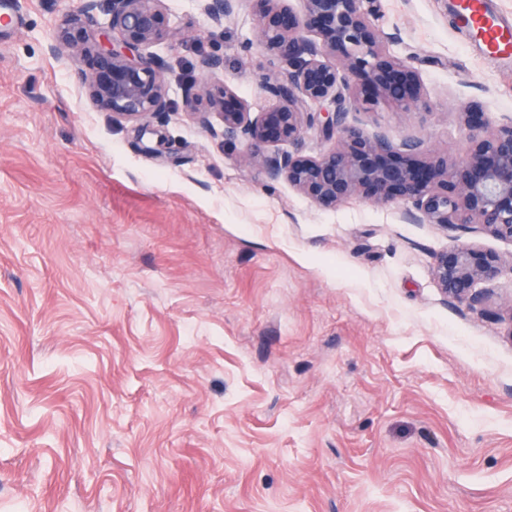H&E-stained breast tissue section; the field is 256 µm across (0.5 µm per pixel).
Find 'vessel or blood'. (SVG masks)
Segmentation results:
<instances>
[{"instance_id":"b4317fda","label":"vessel or blood","mask_w":512,"mask_h":512,"mask_svg":"<svg viewBox=\"0 0 512 512\" xmlns=\"http://www.w3.org/2000/svg\"><path fill=\"white\" fill-rule=\"evenodd\" d=\"M460 22L477 35L486 56L512 64V19L501 16L491 0H460Z\"/></svg>"}]
</instances>
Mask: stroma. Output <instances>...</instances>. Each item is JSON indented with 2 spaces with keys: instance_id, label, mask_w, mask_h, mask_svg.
Returning <instances> with one entry per match:
<instances>
[{
  "instance_id": "1",
  "label": "stroma",
  "mask_w": 512,
  "mask_h": 512,
  "mask_svg": "<svg viewBox=\"0 0 512 512\" xmlns=\"http://www.w3.org/2000/svg\"><path fill=\"white\" fill-rule=\"evenodd\" d=\"M0 24V512H512V273L481 306L436 287V254L475 226L409 222L360 198L327 208L240 158L190 89L277 101L253 0L222 23L163 0L147 51L170 113L117 122L90 60L48 51L107 7L6 0ZM420 73L409 109L347 121L455 159L475 124H512V71L476 52L449 0H372ZM216 55L215 72L201 67Z\"/></svg>"
}]
</instances>
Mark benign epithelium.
Wrapping results in <instances>:
<instances>
[{
	"instance_id": "7a95c632",
	"label": "benign epithelium",
	"mask_w": 512,
	"mask_h": 512,
	"mask_svg": "<svg viewBox=\"0 0 512 512\" xmlns=\"http://www.w3.org/2000/svg\"><path fill=\"white\" fill-rule=\"evenodd\" d=\"M162 0H110L111 18L95 34L69 19L57 30L50 51L74 59L93 56L84 85L92 105L118 121L138 122L171 112L160 68L143 51L173 37L160 5ZM202 12L219 23L233 14L237 0H198ZM256 39L284 65L281 76L265 85L279 105L253 113L228 88L199 84L186 107L202 122L216 114L224 132L249 147L243 161L285 178L312 201L336 207L360 196L374 204L408 205L416 223L448 226L475 224L484 233L512 241V125L487 121L472 125L471 107L459 112L469 130V147L459 162L432 155L421 164L420 139L393 142L346 122L351 99L350 75L359 72L373 90L371 101L407 109L420 99L418 73L386 51L387 37L362 8L364 0H301V10L285 0H254ZM329 102L332 110L312 112V103ZM317 127L335 145L316 156L300 151L267 154L271 142L296 143ZM512 258L462 243L438 254L432 277L449 299L471 307L483 300L478 286L492 285Z\"/></svg>"
}]
</instances>
